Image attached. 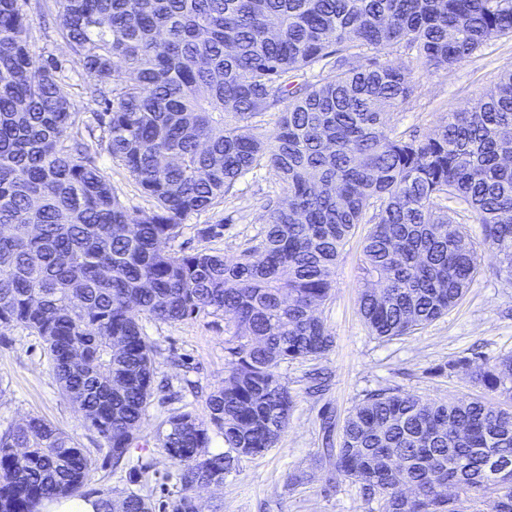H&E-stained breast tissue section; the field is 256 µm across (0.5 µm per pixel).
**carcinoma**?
<instances>
[{"instance_id":"cac0c4a2","label":"carcinoma","mask_w":512,"mask_h":512,"mask_svg":"<svg viewBox=\"0 0 512 512\" xmlns=\"http://www.w3.org/2000/svg\"><path fill=\"white\" fill-rule=\"evenodd\" d=\"M56 3L59 35L102 110L88 120L73 111L62 65H34L22 5L0 0V326L43 340L62 394L119 466L154 393L155 346L136 313L224 316L232 360L207 398L209 421L178 411L162 422L159 447L178 466L170 512H202L196 489L224 483L239 460L277 444L293 408L280 366L333 347L314 311L330 298L357 225H372L359 311L379 338L409 335L454 308L479 273L480 248L512 279V70L417 138L387 120L415 97L410 70L379 58L402 48L421 71L447 70L512 38V0ZM120 70L131 81L114 82ZM273 110V135L255 134L252 119ZM84 131L151 208L126 210ZM262 163L286 199L268 204L257 245L233 264L172 248L190 215ZM448 200L467 206L480 241L454 222ZM448 367L512 400L511 356ZM211 430L226 451H205ZM328 453L336 480L359 484L382 512H477L499 485V462L512 460V410L380 388L352 407ZM392 454L411 462V501L384 477ZM90 470L52 423L9 427L0 433V512L84 498ZM120 505L154 509L133 490Z\"/></svg>"}]
</instances>
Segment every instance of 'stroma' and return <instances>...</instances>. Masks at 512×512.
<instances>
[{"label": "stroma", "mask_w": 512, "mask_h": 512, "mask_svg": "<svg viewBox=\"0 0 512 512\" xmlns=\"http://www.w3.org/2000/svg\"><path fill=\"white\" fill-rule=\"evenodd\" d=\"M23 10L34 63L49 56L62 62L71 73L61 84L62 93L76 111L90 116L95 105L73 75L72 57L57 31L55 0H25ZM508 69H512V40L500 38L450 69L416 74V98L393 112L390 122L401 132H434L450 111L470 108ZM99 166L128 212L149 208V199L123 165L104 156ZM278 190V178L268 167L251 170L220 204L183 224L175 248L217 253L235 261L260 240L265 203ZM209 224L221 225V234L199 236L198 228ZM368 230V225H360L344 246L336 284L320 311L335 338L333 347L320 358L280 367L293 408L276 447L241 459L223 484L199 490L204 512H379V502L366 501L358 485L332 483L333 465L323 453L322 411L345 416L367 391L379 388L413 392L428 400L473 397L500 403L499 395L484 390L469 374L448 369L449 362L461 357L490 364L512 354V281L497 274L494 256L482 252L479 275L447 315L412 335L381 340L369 334L358 305L361 241ZM139 321L157 349L156 380L167 382L179 394L171 403L152 398L129 450L131 459L150 464L149 482L140 489L155 500L175 493L177 474L158 446L157 429L175 411L208 419L206 399L222 386L231 360L226 350L230 334L223 317L211 314L175 323L143 315ZM32 417L52 422L84 449L92 462L88 491L111 490L117 501L135 487L125 471L113 469L103 439L62 395L42 340L26 330L0 328V430Z\"/></svg>", "instance_id": "obj_1"}]
</instances>
